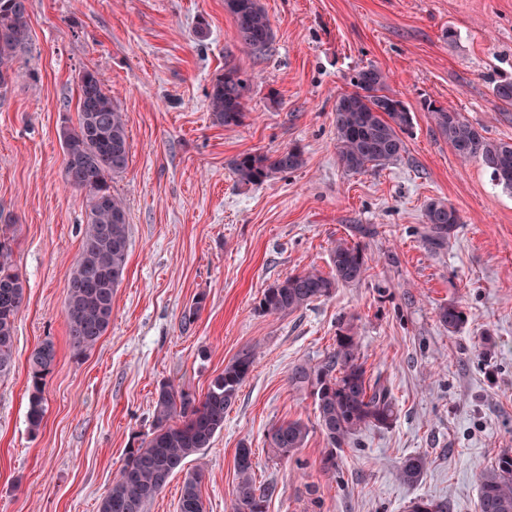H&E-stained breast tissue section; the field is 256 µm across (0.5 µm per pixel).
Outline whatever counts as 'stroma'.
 Listing matches in <instances>:
<instances>
[{
  "label": "stroma",
  "mask_w": 512,
  "mask_h": 512,
  "mask_svg": "<svg viewBox=\"0 0 512 512\" xmlns=\"http://www.w3.org/2000/svg\"><path fill=\"white\" fill-rule=\"evenodd\" d=\"M274 29L245 53L224 0H29L31 44L21 77L0 98V232L25 285L14 367L0 376V512H97L127 448L150 432L160 382L203 395L242 350L251 373L201 461L207 512H230L240 442L267 512H406L424 497L477 512L478 473L512 449V194L478 161H460L425 109L461 112L485 137L512 141V105L492 94L512 77V0H261ZM375 65L412 115L400 159L360 173L336 158V99L355 70ZM247 81L244 124H213L207 92L225 67ZM98 71L123 111L129 165L112 182L127 207L130 250L112 325L75 356L64 306L84 228L86 195L63 179V122L77 120V77ZM291 146L302 168L258 185L232 161ZM452 205L462 225L434 252L427 203ZM374 225L365 277L291 314L258 308L269 285L330 272L336 241ZM205 303L186 313L197 297ZM459 304L458 332L437 318ZM353 322L371 378L398 418L366 428L322 470L327 440L300 363L332 350ZM57 350L47 412L30 433L28 358ZM302 419L305 448L288 459L264 445L274 424ZM425 461L418 483L396 471Z\"/></svg>",
  "instance_id": "obj_1"
}]
</instances>
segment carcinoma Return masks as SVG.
Here are the masks:
<instances>
[{
  "mask_svg": "<svg viewBox=\"0 0 512 512\" xmlns=\"http://www.w3.org/2000/svg\"><path fill=\"white\" fill-rule=\"evenodd\" d=\"M234 17L240 45L253 55L268 51L274 39L270 19L260 0H224ZM30 47L28 0H0V97L20 77L15 65ZM353 91L336 100V155L347 172L397 161L405 151L403 134L412 116L404 102L386 93V76L374 65L363 66L351 77ZM247 84L240 71L227 67L211 85L209 110L213 123L232 127L244 123L243 99ZM493 95L512 104V77L492 87ZM435 127L453 153L463 161L476 160L494 184L512 193V142L491 141L460 112L427 105ZM64 154L63 176L87 196L86 228L65 299L64 316L69 344L82 355L93 349L112 324V298L123 280L129 256V225L123 200L112 192V180L129 162V141L123 112L112 100L98 72L85 70L78 79V112L74 125L60 130ZM303 151L290 147L272 153L245 154L232 162L239 182L257 184L277 173L301 168ZM425 240L441 248L462 224L458 211L443 202H430L423 214ZM369 256L359 242L336 240L331 272L307 269L278 280L264 289L260 311L290 314L311 302L329 298L340 286L360 282L369 269ZM24 282L14 269L8 241L0 240V375L13 366L15 322L24 302ZM439 322L456 332L467 322L464 309L450 303L439 308ZM56 358L52 342L37 346L29 357V430L37 432L45 417L44 381ZM255 352L245 350L214 376L198 398L173 385L158 384L153 402V427L140 443L127 450L119 475L101 498L98 512H145V506L184 470L186 460L200 456L224 429V414L252 371ZM293 384L310 390L318 426L330 447L323 469L338 466L336 450L349 444L366 427L389 428L397 418L391 391L371 381L362 361L360 337L349 324L336 336V347L318 364L300 363L292 369ZM308 425L288 420L273 425L264 446L285 459L305 446ZM424 469L419 456L399 466L398 479L418 482ZM237 485L232 512H266L274 489L256 485L252 449L242 443L236 455ZM202 466L186 472L178 512H206L201 495ZM478 512H512V451L479 473ZM446 506L427 498L410 502L408 512H445Z\"/></svg>",
  "mask_w": 512,
  "mask_h": 512,
  "instance_id": "1",
  "label": "carcinoma"
}]
</instances>
